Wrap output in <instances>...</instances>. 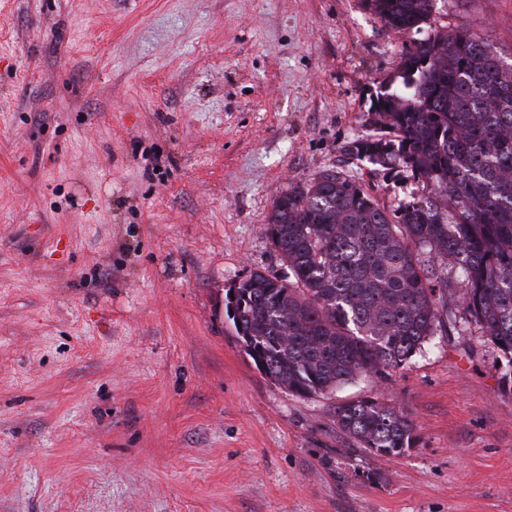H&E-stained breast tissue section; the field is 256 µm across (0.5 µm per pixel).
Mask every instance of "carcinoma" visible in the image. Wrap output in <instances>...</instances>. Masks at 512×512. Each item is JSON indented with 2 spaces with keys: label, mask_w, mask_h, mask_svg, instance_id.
<instances>
[{
  "label": "carcinoma",
  "mask_w": 512,
  "mask_h": 512,
  "mask_svg": "<svg viewBox=\"0 0 512 512\" xmlns=\"http://www.w3.org/2000/svg\"><path fill=\"white\" fill-rule=\"evenodd\" d=\"M365 2L399 36L421 33L436 7ZM398 78L376 95L388 136L347 151L406 169L425 193L389 208L339 171L291 186L265 224L288 273L251 272L224 298L226 316L255 366L300 397L389 377L447 323L493 345L512 392V57L437 28L402 50ZM334 417L379 458L420 442L409 415L376 394Z\"/></svg>",
  "instance_id": "obj_1"
}]
</instances>
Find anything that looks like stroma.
Masks as SVG:
<instances>
[{"label":"stroma","mask_w":512,"mask_h":512,"mask_svg":"<svg viewBox=\"0 0 512 512\" xmlns=\"http://www.w3.org/2000/svg\"><path fill=\"white\" fill-rule=\"evenodd\" d=\"M432 22L512 52V0ZM405 43L364 0H0V512H512V392L480 334L304 398L225 314L281 273L264 226L293 184L422 194L346 150L383 135ZM373 394L410 454L337 428Z\"/></svg>","instance_id":"obj_1"}]
</instances>
